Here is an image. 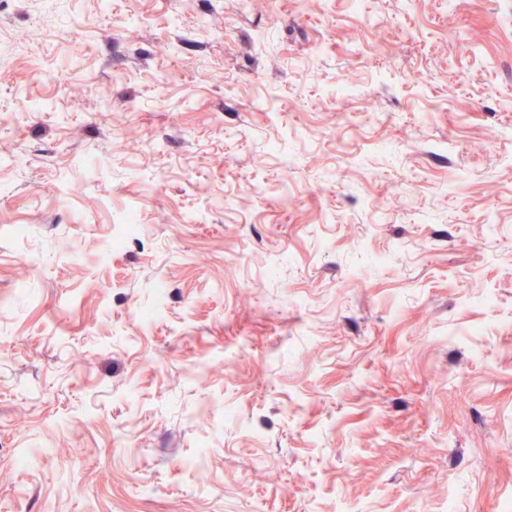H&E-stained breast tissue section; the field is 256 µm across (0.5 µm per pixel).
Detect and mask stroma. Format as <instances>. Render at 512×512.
<instances>
[{
  "mask_svg": "<svg viewBox=\"0 0 512 512\" xmlns=\"http://www.w3.org/2000/svg\"><path fill=\"white\" fill-rule=\"evenodd\" d=\"M0 21V512H505L512 0Z\"/></svg>",
  "mask_w": 512,
  "mask_h": 512,
  "instance_id": "35a3bbf8",
  "label": "stroma"
}]
</instances>
